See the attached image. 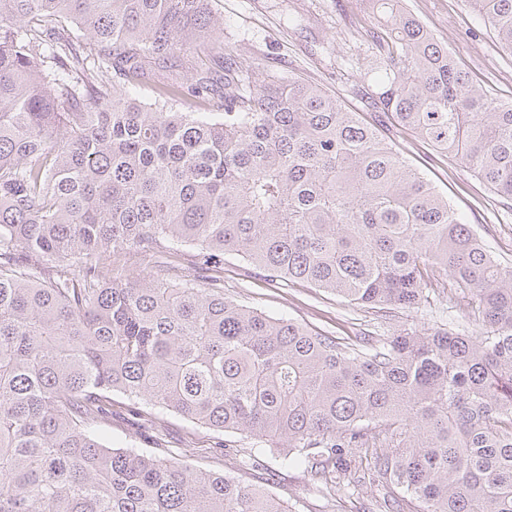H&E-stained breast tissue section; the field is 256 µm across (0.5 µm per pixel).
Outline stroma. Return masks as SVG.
<instances>
[{
  "mask_svg": "<svg viewBox=\"0 0 512 512\" xmlns=\"http://www.w3.org/2000/svg\"><path fill=\"white\" fill-rule=\"evenodd\" d=\"M209 6L224 20L223 39L204 41L194 58L211 79L212 98L224 92L225 70L246 58L258 77L303 79L336 95L350 111L365 116L372 112L366 90L367 70L377 55L376 31L364 0H209ZM404 6L477 85L498 100L512 101V55L501 50L470 0H404ZM386 135L404 160L447 197L492 254L512 264V201L410 132L392 128ZM222 276L226 297L272 316L293 318L344 343L365 330L388 336L403 328L424 331L449 323L460 332L476 331L469 294L447 276L434 281L428 304L395 310L388 322L375 310L348 305L306 283L271 281L235 256L225 257ZM108 433L114 445L150 448L161 457L171 449H192L188 462L193 466L217 468L242 483L265 487L291 512H326V502L304 466L284 464L273 450L266 451L263 467L246 466L253 440L221 436L156 410L133 416L119 395L113 398ZM220 441L225 444L221 453L214 449Z\"/></svg>",
  "mask_w": 512,
  "mask_h": 512,
  "instance_id": "35a3bbf8",
  "label": "stroma"
}]
</instances>
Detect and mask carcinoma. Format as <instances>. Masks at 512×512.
Instances as JSON below:
<instances>
[{"mask_svg":"<svg viewBox=\"0 0 512 512\" xmlns=\"http://www.w3.org/2000/svg\"><path fill=\"white\" fill-rule=\"evenodd\" d=\"M474 3L512 55V0ZM369 7L381 121L512 200V103L402 0ZM201 31L224 34L206 0H0V512H289L184 451L114 446L115 392L269 443L331 497L364 459L395 512H512V266L318 85L240 64L214 112L174 108L208 102L204 75L130 97ZM227 254L383 313L441 270L480 333L341 343L224 297Z\"/></svg>","mask_w":512,"mask_h":512,"instance_id":"obj_1","label":"carcinoma"}]
</instances>
